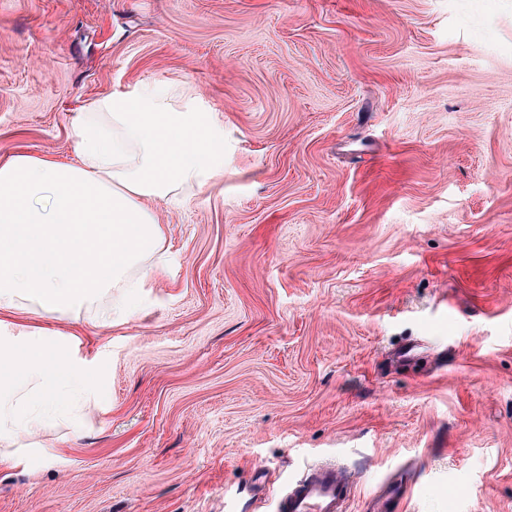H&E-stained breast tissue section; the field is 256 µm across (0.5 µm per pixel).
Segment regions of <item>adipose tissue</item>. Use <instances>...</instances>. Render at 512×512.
<instances>
[{"label":"adipose tissue","mask_w":512,"mask_h":512,"mask_svg":"<svg viewBox=\"0 0 512 512\" xmlns=\"http://www.w3.org/2000/svg\"><path fill=\"white\" fill-rule=\"evenodd\" d=\"M76 159L27 154L0 160V373L31 396L0 394V444L50 425L72 399L93 401L95 378L65 351L43 344L35 325L9 333L15 313L56 315L120 289L126 298L164 274L149 256L163 239L148 201L219 173L224 136L191 88L140 83L134 93L97 98L72 120Z\"/></svg>","instance_id":"obj_1"}]
</instances>
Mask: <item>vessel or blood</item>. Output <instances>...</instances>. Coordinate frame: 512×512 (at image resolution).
Segmentation results:
<instances>
[{
	"label": "vessel or blood",
	"mask_w": 512,
	"mask_h": 512,
	"mask_svg": "<svg viewBox=\"0 0 512 512\" xmlns=\"http://www.w3.org/2000/svg\"><path fill=\"white\" fill-rule=\"evenodd\" d=\"M352 494V486L340 476L336 466L322 464L292 479L274 512H347ZM404 496L403 486L390 482L369 512H393L394 504Z\"/></svg>",
	"instance_id": "vessel-or-blood-1"
}]
</instances>
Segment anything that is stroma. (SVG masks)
Listing matches in <instances>:
<instances>
[{"label": "stroma", "mask_w": 512, "mask_h": 512, "mask_svg": "<svg viewBox=\"0 0 512 512\" xmlns=\"http://www.w3.org/2000/svg\"><path fill=\"white\" fill-rule=\"evenodd\" d=\"M184 84L224 173L151 202L164 276L19 312L97 398L0 465V512H512V0H0V159L74 158L90 100ZM415 357L398 358L407 343ZM352 494L336 466L322 464L292 479L274 512H347ZM405 496V489L401 484L391 481L383 494L376 498L369 512H394L393 505L399 503Z\"/></svg>", "instance_id": "stroma-1"}]
</instances>
